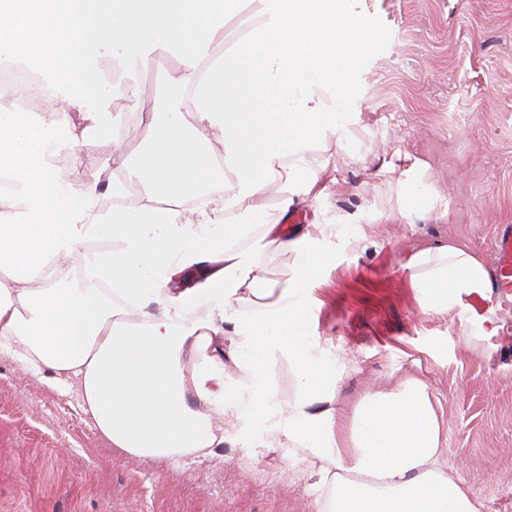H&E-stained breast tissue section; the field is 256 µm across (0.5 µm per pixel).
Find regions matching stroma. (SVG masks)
<instances>
[{"label":"stroma","instance_id":"1","mask_svg":"<svg viewBox=\"0 0 512 512\" xmlns=\"http://www.w3.org/2000/svg\"><path fill=\"white\" fill-rule=\"evenodd\" d=\"M376 38L357 91L350 152L334 153L320 196L296 210L330 224L336 260L311 284L321 350L336 365L337 422L409 378L442 420L437 464L484 512H512V310L422 312L409 259L466 246L492 267L512 225V0H358ZM149 71L114 96L111 127L63 153L83 180L152 102ZM415 195L416 208L406 206ZM323 460L273 436L236 437L203 462L148 461L110 448L76 381L52 384L0 353V512H315Z\"/></svg>","mask_w":512,"mask_h":512}]
</instances>
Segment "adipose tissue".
Here are the masks:
<instances>
[{"label": "adipose tissue", "mask_w": 512, "mask_h": 512, "mask_svg": "<svg viewBox=\"0 0 512 512\" xmlns=\"http://www.w3.org/2000/svg\"><path fill=\"white\" fill-rule=\"evenodd\" d=\"M355 4L0 0V56L47 75L44 109L55 116L44 124L0 105V177L20 179L0 192V352L76 379L85 411L121 453L202 459L223 445L227 419L252 442L277 433L327 461L311 484L317 512H482L435 466L444 441L422 382L367 395L350 429L338 425L335 366L308 317V286L335 256L331 227H284L329 166L309 151L329 140L349 149L361 120L356 79L370 33ZM164 53L181 61L161 88L166 111L146 110L132 141L115 144L126 180L98 175L116 197L138 182L147 202L97 212L94 188L58 180L47 148L111 124L116 85L104 69L128 80ZM210 179L223 195L189 207ZM272 249L299 258L281 282L264 276L260 258ZM408 267L426 312L468 311L490 286L482 261L451 245ZM201 303L206 319L189 316ZM134 310L140 320L127 322ZM216 336L238 353L244 386L225 387ZM190 353L201 363L188 372ZM280 358L300 381L285 408L266 380Z\"/></svg>", "instance_id": "ef3b65f1"}]
</instances>
